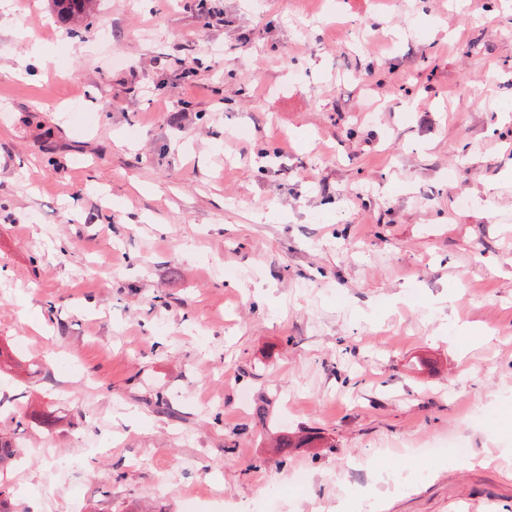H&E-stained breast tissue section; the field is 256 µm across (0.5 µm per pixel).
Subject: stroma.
Here are the masks:
<instances>
[{"instance_id": "stroma-1", "label": "stroma", "mask_w": 512, "mask_h": 512, "mask_svg": "<svg viewBox=\"0 0 512 512\" xmlns=\"http://www.w3.org/2000/svg\"><path fill=\"white\" fill-rule=\"evenodd\" d=\"M208 4L0 0L8 512H512V0ZM51 10L56 17L67 23L82 21L94 12L97 0H51Z\"/></svg>"}]
</instances>
